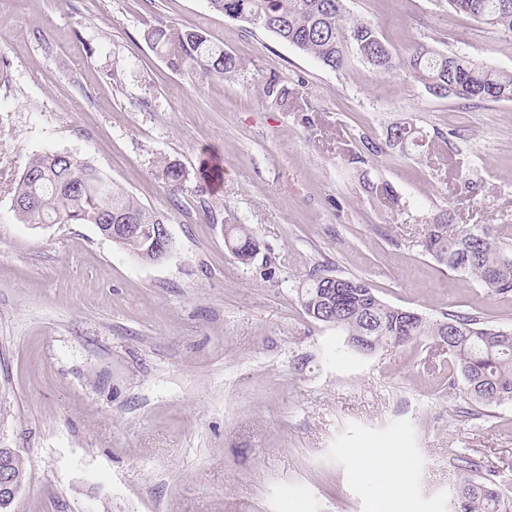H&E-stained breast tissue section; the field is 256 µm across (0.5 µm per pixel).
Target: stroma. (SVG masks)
<instances>
[{
	"instance_id": "stroma-1",
	"label": "stroma",
	"mask_w": 512,
	"mask_h": 512,
	"mask_svg": "<svg viewBox=\"0 0 512 512\" xmlns=\"http://www.w3.org/2000/svg\"><path fill=\"white\" fill-rule=\"evenodd\" d=\"M345 6L394 55L424 42L512 71V39L439 0ZM164 24L203 30L239 74L173 70L148 39ZM407 120L430 150L384 147ZM365 137L383 151L353 162ZM50 151L163 214L168 258L91 224L21 223L13 183ZM163 159L189 173L178 191ZM443 212L512 226V102L441 97L358 58L326 69L208 0H0V448L26 468L11 512H449L462 453L512 479V404L477 415L443 385V350L356 353L298 299L312 274L358 277L395 307L512 328V296L419 247ZM239 224L261 246L248 265L224 243ZM387 449L401 483L369 461ZM371 190L376 196L379 195L380 198L387 200L391 205V211H394L397 216L406 215L407 218L413 217V205L410 201L403 200V198L389 184L383 183L381 186L378 184L374 186L373 184ZM151 242L149 235L145 233L142 235L124 238L119 245L128 250L139 260L147 263H153L154 251Z\"/></svg>"
}]
</instances>
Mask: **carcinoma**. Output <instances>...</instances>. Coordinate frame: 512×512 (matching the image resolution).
<instances>
[{
    "label": "carcinoma",
    "instance_id": "cac0c4a2",
    "mask_svg": "<svg viewBox=\"0 0 512 512\" xmlns=\"http://www.w3.org/2000/svg\"><path fill=\"white\" fill-rule=\"evenodd\" d=\"M456 13L491 26L512 39V0H446ZM210 7L233 20L273 33L312 56L325 68L345 69L357 57L378 74L407 72L427 89L452 86L462 99L512 101V72L478 63L459 53H444L427 43L414 45L396 57L380 38L375 24L350 17L343 0H209ZM155 48L177 71L197 80H230L240 61L224 47L194 29L158 28L149 34ZM267 96L283 108L291 106L290 92L271 84ZM424 129L398 122L386 129L385 144L405 150L424 147ZM158 176L175 192L188 178L178 163L162 161ZM397 215L412 217L413 205L387 183L371 187ZM14 210L24 224H107L134 219L139 224H163L162 215L141 205L86 159L70 153L35 154L16 181ZM225 245L243 264L258 254L259 242L242 226L231 227ZM422 251L438 264L464 272L495 295L512 294V257L501 230L452 224L439 214L425 225ZM139 260L151 263L154 251L148 234L120 242ZM301 305L315 322L341 331L350 347L365 337L371 351L384 346H407L428 339L448 349V387L466 402L482 407L512 403V329L490 327L476 313L450 311L431 319L414 317L384 302L375 289L357 277L314 275L298 289ZM461 480L451 512H512V484L496 481L491 470L475 458H456Z\"/></svg>",
    "mask_w": 512,
    "mask_h": 512
}]
</instances>
